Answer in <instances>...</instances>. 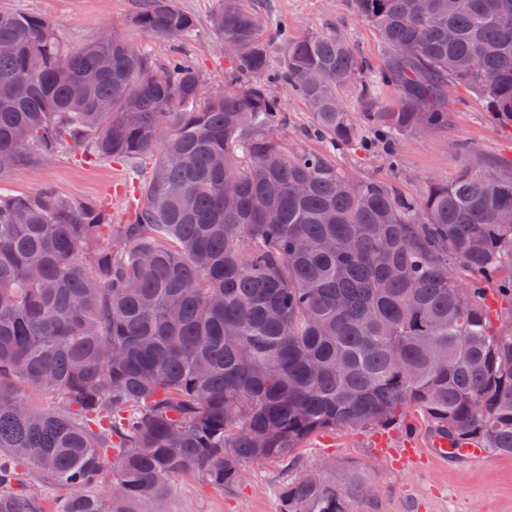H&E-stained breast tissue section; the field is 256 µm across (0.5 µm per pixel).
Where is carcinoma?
<instances>
[{"instance_id": "cac0c4a2", "label": "carcinoma", "mask_w": 512, "mask_h": 512, "mask_svg": "<svg viewBox=\"0 0 512 512\" xmlns=\"http://www.w3.org/2000/svg\"><path fill=\"white\" fill-rule=\"evenodd\" d=\"M138 28L192 36L175 0ZM224 86L116 32L71 51L42 17L0 10V177L63 155L154 158L129 224L46 188L0 191V454L72 491L62 512H168L185 473L224 490L288 463L314 434L417 412L452 448L512 455V168L413 198L329 153L364 133L389 152L448 126L457 89L512 123V0H353L388 53L374 67L312 31L273 59L248 0H220ZM313 115L326 152L292 151L272 87ZM396 103L380 107L383 88ZM359 103L362 118L348 104ZM33 391L57 409L34 405ZM112 461L111 509L83 489ZM0 467V512H41ZM353 479L301 471L280 512H345Z\"/></svg>"}]
</instances>
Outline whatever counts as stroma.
Masks as SVG:
<instances>
[{
  "instance_id": "1",
  "label": "stroma",
  "mask_w": 512,
  "mask_h": 512,
  "mask_svg": "<svg viewBox=\"0 0 512 512\" xmlns=\"http://www.w3.org/2000/svg\"><path fill=\"white\" fill-rule=\"evenodd\" d=\"M194 21L191 38L179 42L180 57L207 77L208 88L220 87L228 66L214 48L213 17L219 0H175ZM264 19L261 36L273 55L283 43L275 35L284 26L289 37L309 31L334 33L352 43L374 63L386 50L375 31L360 19L351 0H251ZM0 9L48 19L62 41L77 48L103 27L113 28L135 45L164 57L169 45L135 27L139 0H0ZM288 118L285 135L290 147L316 148L307 132L313 124L306 104L287 87L276 89ZM477 153L481 167L512 163V125L493 119L482 95L458 89L448 126L428 137H402L395 154L372 146L338 156V165L353 177L380 175L411 194L431 181L453 180L462 167V147ZM152 170L150 160L126 158L85 162L70 156L36 168L20 169L0 178V189L34 194L48 188L73 203H93L109 209L112 221H130L142 199ZM432 435L420 415L409 430L326 431L313 435L301 449L295 467L322 473L327 481L349 475L372 486L373 494L353 493L347 512H512V456L491 452L479 460L432 456ZM246 479L232 490H218L185 474L170 485L169 512H279V491L288 478L277 463L246 466Z\"/></svg>"
}]
</instances>
